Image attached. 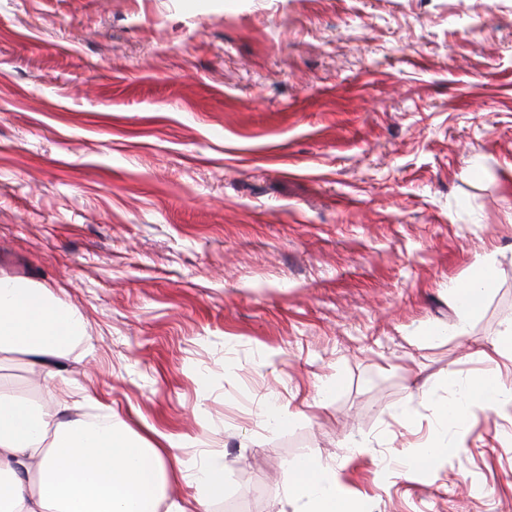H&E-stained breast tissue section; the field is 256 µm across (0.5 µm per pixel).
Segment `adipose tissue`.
<instances>
[{
    "instance_id": "adipose-tissue-1",
    "label": "adipose tissue",
    "mask_w": 512,
    "mask_h": 512,
    "mask_svg": "<svg viewBox=\"0 0 512 512\" xmlns=\"http://www.w3.org/2000/svg\"><path fill=\"white\" fill-rule=\"evenodd\" d=\"M495 286L493 258L475 275L454 285L459 321L453 335L468 333V319ZM86 335L82 314L62 304L48 289L0 278V357L22 356L43 366L41 386L57 381L54 363ZM81 401L48 406L0 387V512H210L224 493V456L204 453L194 478L195 493L185 501L168 495L181 480L180 439L148 436L120 416L104 425L76 417ZM477 408H512V387L495 376L472 378L463 396L437 403L443 423L410 457L412 467L447 461V424L464 427ZM288 501L297 512H369L363 499L349 496L335 464L303 457L293 465Z\"/></svg>"
}]
</instances>
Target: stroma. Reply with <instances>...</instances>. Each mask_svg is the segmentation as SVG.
<instances>
[{"label":"stroma","instance_id":"35a3bbf8","mask_svg":"<svg viewBox=\"0 0 512 512\" xmlns=\"http://www.w3.org/2000/svg\"><path fill=\"white\" fill-rule=\"evenodd\" d=\"M5 276L83 314L86 417L186 440L190 476L223 451L244 512L304 456L371 512H512V410L405 462L434 401L512 385V0H0ZM495 286L494 260L485 258L475 275L468 281L453 286V298L459 313V321L453 326V336L468 334L469 316L478 309L483 298Z\"/></svg>","mask_w":512,"mask_h":512}]
</instances>
